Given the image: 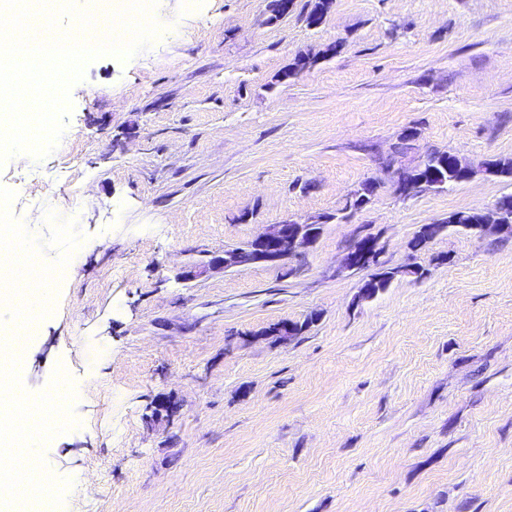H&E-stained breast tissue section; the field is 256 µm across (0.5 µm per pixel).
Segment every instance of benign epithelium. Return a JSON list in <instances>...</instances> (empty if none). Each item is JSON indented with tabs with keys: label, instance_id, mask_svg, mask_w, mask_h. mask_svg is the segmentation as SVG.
I'll use <instances>...</instances> for the list:
<instances>
[{
	"label": "benign epithelium",
	"instance_id": "benign-epithelium-1",
	"mask_svg": "<svg viewBox=\"0 0 512 512\" xmlns=\"http://www.w3.org/2000/svg\"><path fill=\"white\" fill-rule=\"evenodd\" d=\"M502 202L495 203L492 210L484 213L480 224H471L468 230L487 233L492 230L512 229L511 224L501 221ZM318 235L312 224H301L294 220L267 225L264 232L249 243L224 250L222 258L208 264L210 268L223 270L250 267L257 264L283 265L311 247ZM381 252L378 239L366 235L357 237L344 254L341 266L345 270H355Z\"/></svg>",
	"mask_w": 512,
	"mask_h": 512
}]
</instances>
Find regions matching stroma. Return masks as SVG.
<instances>
[{
  "label": "stroma",
  "mask_w": 512,
  "mask_h": 512,
  "mask_svg": "<svg viewBox=\"0 0 512 512\" xmlns=\"http://www.w3.org/2000/svg\"><path fill=\"white\" fill-rule=\"evenodd\" d=\"M314 2L156 0L155 40L87 65L55 149L0 165L30 235L52 212L82 236L18 354L25 391L60 367L74 392L39 447L54 512H512V234L410 248L512 192L481 168L512 157V0H331L311 27ZM435 150L475 174L397 195ZM289 219L321 227L296 272L185 279ZM360 231L398 271L366 300L371 269L340 267ZM284 320L310 326L265 335Z\"/></svg>",
  "instance_id": "obj_1"
}]
</instances>
